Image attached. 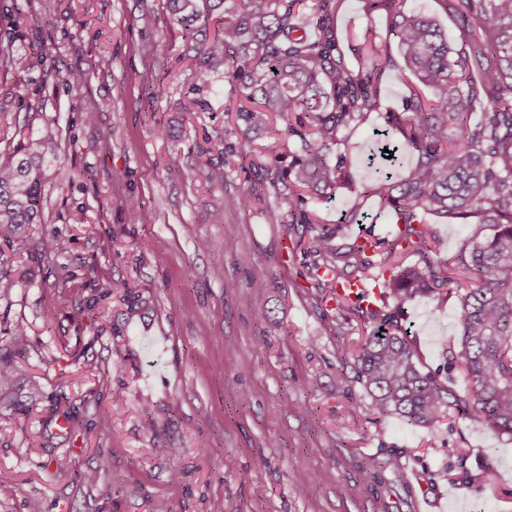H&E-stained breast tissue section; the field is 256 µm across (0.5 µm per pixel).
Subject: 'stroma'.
Returning a JSON list of instances; mask_svg holds the SVG:
<instances>
[{
  "label": "stroma",
  "mask_w": 512,
  "mask_h": 512,
  "mask_svg": "<svg viewBox=\"0 0 512 512\" xmlns=\"http://www.w3.org/2000/svg\"><path fill=\"white\" fill-rule=\"evenodd\" d=\"M223 22L216 8L188 40L166 0H0V45L45 58L0 66V162L47 135L59 156L30 228L58 248L8 254L0 278V353L24 369L18 394L41 388L29 414L0 404V512H153L160 499L171 512H512L511 437L474 417L430 430L377 413L354 370L373 323L314 284L311 234L289 223L287 199L225 209L226 193L254 186L225 145L279 167L294 147L248 131L233 113L243 83L201 70L197 49ZM334 26L349 65L362 61L365 28L386 49L382 109L339 148L365 179L374 133L412 81L370 0H339ZM73 71L81 84L68 82ZM309 206L323 230L353 209L365 220L352 234L395 230L377 199L343 189ZM134 207L150 222H132ZM425 220L432 262L465 248L466 225ZM260 273L262 293L249 285ZM96 280L128 282L134 301L90 305ZM397 314L422 370L462 389L445 352L459 334L454 293L415 296ZM61 396L80 435L50 420ZM101 453L108 471L82 483Z\"/></svg>",
  "instance_id": "stroma-1"
}]
</instances>
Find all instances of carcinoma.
<instances>
[{
    "mask_svg": "<svg viewBox=\"0 0 512 512\" xmlns=\"http://www.w3.org/2000/svg\"><path fill=\"white\" fill-rule=\"evenodd\" d=\"M174 20L192 31L211 0H166ZM339 0H314L299 16L302 0H230L222 29L202 42L203 64L224 65L232 79L250 89L236 110L247 128L288 120L286 134L298 141L288 168L275 170L250 162L259 181L288 199L290 224L311 225L308 193L333 194L344 187L362 197H377L401 222L391 239L345 237L353 217L344 215L331 231L311 239L321 262L313 267L320 288L356 279L380 290V305L336 295L338 308L379 321L356 353L357 379L382 415L434 429L445 417L476 416L495 435L512 436V0H444L457 13L456 41L432 17L408 13L403 0H373L391 17V31L405 67L415 79L403 111L393 113L381 131L385 148L414 156L406 176L380 171L369 180L349 176L336 154L342 134L364 124L381 108L383 48L367 28L358 49L370 62L349 67L338 51L333 20ZM302 23H297V19ZM317 32L309 40L302 27ZM437 94L432 104L422 90ZM481 113L480 120L473 119ZM51 137L32 139L22 152L0 165V245H27L28 226L41 223L46 165L56 161ZM261 201L254 188L228 195L227 206L249 211ZM441 214L468 228L465 251L446 264L426 253L424 215ZM413 263H404L410 256ZM389 265L390 275L378 271ZM456 286L459 340L446 346L451 369L464 373L463 391L423 371L407 332L388 299L399 304L417 295ZM96 298L130 297L125 282L97 283ZM20 368L0 357V401L11 400ZM68 433H81L75 407L60 414Z\"/></svg>",
    "mask_w": 512,
    "mask_h": 512,
    "instance_id": "obj_1",
    "label": "carcinoma"
}]
</instances>
